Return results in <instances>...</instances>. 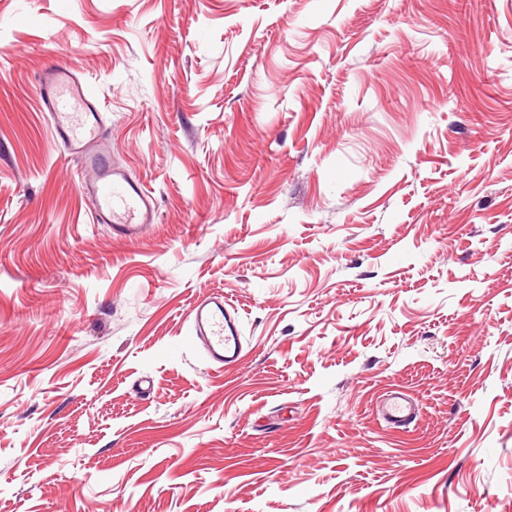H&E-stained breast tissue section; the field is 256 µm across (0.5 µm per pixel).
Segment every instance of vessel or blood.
I'll use <instances>...</instances> for the list:
<instances>
[{"instance_id":"b4317fda","label":"vessel or blood","mask_w":512,"mask_h":512,"mask_svg":"<svg viewBox=\"0 0 512 512\" xmlns=\"http://www.w3.org/2000/svg\"><path fill=\"white\" fill-rule=\"evenodd\" d=\"M39 85L55 141L81 162L77 188L94 203L93 223L108 225L119 238L137 239L156 224L157 201L144 185L112 164V141L89 84L68 65L55 64L42 72ZM186 319L192 341L211 365L229 369L242 362L246 343L238 312L223 297L199 295ZM380 414L392 426H405L415 417V404L405 393L394 391L382 401Z\"/></svg>"}]
</instances>
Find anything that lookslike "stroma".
<instances>
[{"mask_svg": "<svg viewBox=\"0 0 512 512\" xmlns=\"http://www.w3.org/2000/svg\"><path fill=\"white\" fill-rule=\"evenodd\" d=\"M53 63L157 199L136 240ZM0 512H512V0H0ZM41 102L49 112L53 137L69 158L81 162L77 188L94 203L93 224L134 240L158 219L155 196L122 168L112 164V141L89 84L66 64L45 69L39 80ZM186 320L191 340L200 346L211 365L228 370L239 365L246 343L241 336L237 310L214 293L199 295ZM414 402L401 391H392L380 405L383 419L394 427L408 425L415 417Z\"/></svg>", "mask_w": 512, "mask_h": 512, "instance_id": "1", "label": "stroma"}]
</instances>
